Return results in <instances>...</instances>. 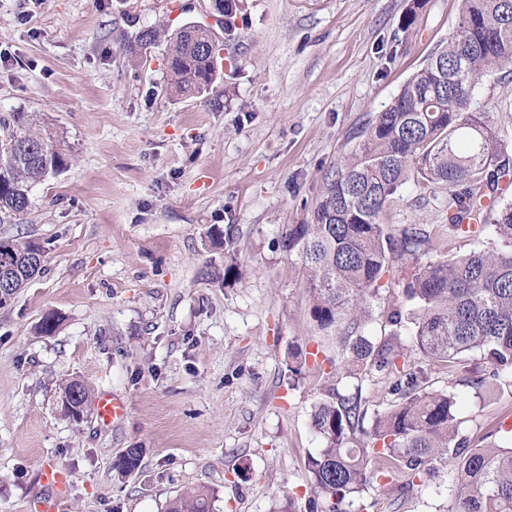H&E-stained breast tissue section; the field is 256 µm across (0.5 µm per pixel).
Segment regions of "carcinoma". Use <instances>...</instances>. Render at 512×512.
Listing matches in <instances>:
<instances>
[{
    "label": "carcinoma",
    "instance_id": "1",
    "mask_svg": "<svg viewBox=\"0 0 512 512\" xmlns=\"http://www.w3.org/2000/svg\"><path fill=\"white\" fill-rule=\"evenodd\" d=\"M240 0H224V33L231 34ZM157 41L152 29L139 30L130 53ZM217 41L210 29L194 23L169 38L168 70L176 91L197 96L212 90L217 68L203 52ZM512 67V0H462L456 30L423 68L402 86L393 104L362 127L344 161L329 170L304 224L282 227L277 249L302 262L311 316L324 336L336 337L331 357L310 353L327 379L375 369L394 372L400 353L378 346L367 324L383 276L403 257L414 273L403 289L411 308L392 309L388 321L404 330L428 362L452 373L465 371L469 353L481 351L490 375L512 384V202L499 208L494 223L481 188L495 190L512 174V161L493 130L490 113L476 107L475 91L485 78ZM67 168L58 136L36 112L0 117V221L25 214L34 189L50 174ZM448 190V228L465 238L492 234L495 245L445 260L419 262L424 237L414 228L397 239L379 217L391 196L409 180ZM476 220L460 224L463 214ZM208 237L224 247V269L207 271L223 284L241 277L234 258V234L214 227ZM13 270L0 280L11 296L42 271L34 242L8 240ZM400 401L377 416L364 446H351L363 430L366 400L360 391L342 394L333 387L311 414L320 450L306 467L317 495L312 512H347L344 505L380 477L404 471L409 482L451 453L462 457L453 476L448 512H512V448L480 444L460 433L457 400L427 389L423 369L410 370L393 383ZM142 449L130 448L114 462L121 475L134 472ZM209 494L189 489L169 501L166 512H210Z\"/></svg>",
    "mask_w": 512,
    "mask_h": 512
}]
</instances>
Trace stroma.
<instances>
[{
    "label": "stroma",
    "instance_id": "obj_1",
    "mask_svg": "<svg viewBox=\"0 0 512 512\" xmlns=\"http://www.w3.org/2000/svg\"><path fill=\"white\" fill-rule=\"evenodd\" d=\"M409 0H243L226 66L209 94H169L163 42L146 56L125 40L144 28L167 36L188 22L224 30L211 0H0V115L42 113L70 157L34 190L0 239L41 244L45 267L0 307V512H164L190 488L214 512H310L305 466L320 439L314 405L330 386L305 352L320 340L300 261L276 250L283 225L309 221L324 173L353 136L396 99L446 45L461 0H426L402 29ZM512 152V71L476 93ZM448 192L410 180L380 215L386 231L425 239L422 261L489 249L491 237L448 230ZM232 229L244 276L209 280L223 265L211 227ZM396 263L372 303L368 331L423 366L430 389L456 395L461 430L512 446V389L473 388L447 367L422 365L388 309L403 304L412 272ZM58 316L56 330H38ZM128 404L101 427L61 410L64 387ZM381 372L345 377L360 390L365 427L397 399ZM142 449L121 477L113 462ZM50 461L70 474L43 485ZM457 466L423 479L375 482L364 512H446Z\"/></svg>",
    "mask_w": 512,
    "mask_h": 512
}]
</instances>
